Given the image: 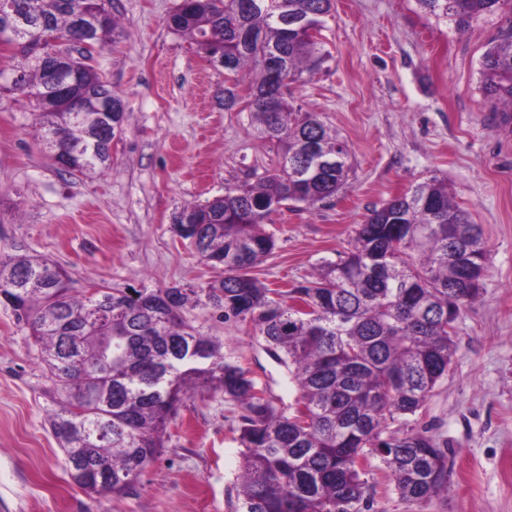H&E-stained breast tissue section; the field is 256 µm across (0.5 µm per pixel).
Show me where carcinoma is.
<instances>
[{
	"label": "carcinoma",
	"instance_id": "cac0c4a2",
	"mask_svg": "<svg viewBox=\"0 0 512 512\" xmlns=\"http://www.w3.org/2000/svg\"><path fill=\"white\" fill-rule=\"evenodd\" d=\"M33 25L16 41L13 67L36 102L40 141L74 153L73 176L100 174L112 162L111 138L94 137L98 99L71 112L46 89L37 54H53L66 73L78 58L48 39L90 34L100 48L117 23L98 0H12ZM183 0L169 19L206 58L222 57L224 109L239 102L243 71L256 135L277 146V161L256 182L184 207L197 252L222 275L201 289L224 321L248 323L266 351L288 368L304 412L288 416L257 390L223 344L183 318L184 288L121 290L97 286L78 297L67 272L33 255L0 256V303L29 329L56 397L48 423L73 484L90 496L128 494L165 448L167 423L198 387L224 393L243 409L242 465L236 512H367L364 466L378 459L402 499L448 492V449L423 428L388 430L414 415L448 373L454 324L480 293L489 250L478 225L432 177L370 210L351 248L325 261L313 280L271 289L251 270L275 247L263 224L283 206L314 207L349 184L350 152L320 113L297 112L288 94L263 97L274 76L265 57L279 53L293 84L332 58L322 31L334 0ZM425 13L465 31L506 18L480 61V86L493 106L512 112V0H417ZM77 92L124 103L96 70L80 69ZM303 302L297 307L284 296Z\"/></svg>",
	"mask_w": 512,
	"mask_h": 512
}]
</instances>
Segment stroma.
I'll list each match as a JSON object with an SVG mask.
<instances>
[{
	"label": "stroma",
	"instance_id": "35a3bbf8",
	"mask_svg": "<svg viewBox=\"0 0 512 512\" xmlns=\"http://www.w3.org/2000/svg\"><path fill=\"white\" fill-rule=\"evenodd\" d=\"M180 0H110L119 19L96 69L126 104L105 175L59 171L35 128V103L0 92V253L38 254L64 268L74 293L115 288L200 290L218 276L172 230L184 205L223 195L275 161L248 112L224 108V74L167 19ZM498 20L456 32L416 0H335L324 31L328 67L291 85L294 106L319 112L347 143L346 191L309 208H281L265 225L275 248L253 276L272 288L311 280L350 248L369 211L416 184L447 179L490 250L481 293L456 322L446 376L402 429L448 445L446 494L400 498L371 460L370 512H512V131L491 121L479 60ZM186 322L217 337L286 414L299 393L287 369L243 325L202 305ZM52 385L29 331L0 305V512H234L242 409L222 394L186 400L163 454L120 498L91 497L66 473L47 411Z\"/></svg>",
	"mask_w": 512,
	"mask_h": 512
}]
</instances>
